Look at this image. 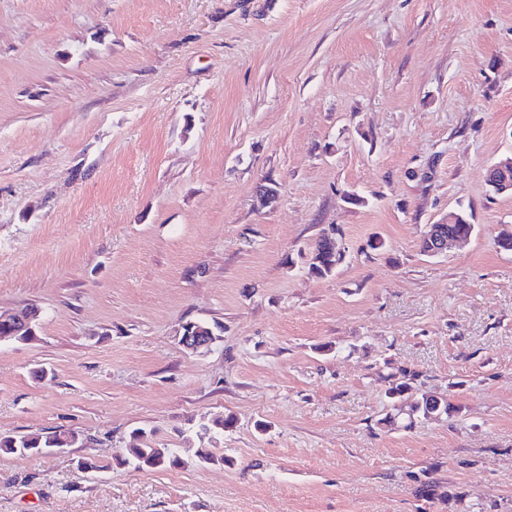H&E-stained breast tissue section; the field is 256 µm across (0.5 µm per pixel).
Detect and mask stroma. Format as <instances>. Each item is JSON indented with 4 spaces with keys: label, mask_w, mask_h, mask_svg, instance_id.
Instances as JSON below:
<instances>
[{
    "label": "stroma",
    "mask_w": 512,
    "mask_h": 512,
    "mask_svg": "<svg viewBox=\"0 0 512 512\" xmlns=\"http://www.w3.org/2000/svg\"><path fill=\"white\" fill-rule=\"evenodd\" d=\"M510 154L512 0H0V432L82 435L0 453V512H512ZM401 366L457 413L384 425ZM228 414L224 465L126 463ZM457 221L456 223L462 224H452L454 222V218L452 215L448 217L447 221H442L440 224H432L429 226V232L424 233L423 238L421 240V250L425 253L427 248V241L429 244V248L426 251V254L429 256H438L448 252V248H450L454 243H457L463 238L453 237L454 235H468L472 234L474 231V224H470L466 216L462 213H456ZM448 225V233H446V226ZM427 233V234H426ZM425 235L427 241L425 239ZM453 235V236H448ZM468 235L467 238H469ZM315 249L320 252L322 259L318 263H311L310 269L318 276L331 274L344 259L341 251L336 252V230L333 227L322 232ZM35 336L37 332L32 314L20 310H0V340L29 342ZM131 438L135 442L133 448H129L131 463L139 470H162L184 463L172 449L157 447L144 429L132 431ZM74 433L75 432H73L72 430H69V431L63 430V431H58V432L56 431L51 436L46 437L45 439H43L42 437H40L38 435H34V436H30L27 439L18 440V442L16 444L14 442V439H16L15 437L10 436V435L0 434V451H3L5 453H10V454H15V453L22 454L21 450L23 449L26 452V454L38 455V454H41L40 448H45L44 450L46 453H48V452H50V453L63 452L67 447H70L71 445H73L74 443L79 441V434H77V436L74 440L70 439L68 441L58 442L57 444H54L55 448H50L49 442L53 441L54 439H56L58 437L65 436L67 434H74ZM21 443H22V446H24V448H16L15 447V446L19 447ZM417 487L415 489V495L417 498L425 501L431 502L438 497L448 499V502L452 500L458 501L461 497L459 493L453 492L448 488V492L443 493V495L438 494L437 490L439 488L438 482L430 477L425 475V479L416 478Z\"/></svg>",
    "instance_id": "stroma-1"
}]
</instances>
